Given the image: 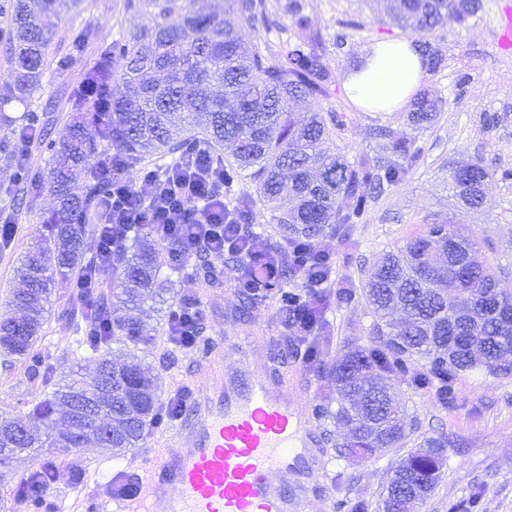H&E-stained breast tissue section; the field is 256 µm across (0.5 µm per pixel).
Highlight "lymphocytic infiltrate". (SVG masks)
Instances as JSON below:
<instances>
[{"mask_svg": "<svg viewBox=\"0 0 512 512\" xmlns=\"http://www.w3.org/2000/svg\"><path fill=\"white\" fill-rule=\"evenodd\" d=\"M223 185V171L203 157L159 175L147 172L136 185L122 178L113 180L112 194L97 221L98 266H108L111 261L116 225L152 224L160 239L176 235L184 256H191L196 246L216 254L234 251L241 254L244 265L260 259L267 272L277 271L281 253L236 223L233 209L224 201ZM134 195L148 199V207L140 211L129 208L127 200Z\"/></svg>", "mask_w": 512, "mask_h": 512, "instance_id": "obj_1", "label": "lymphocytic infiltrate"}]
</instances>
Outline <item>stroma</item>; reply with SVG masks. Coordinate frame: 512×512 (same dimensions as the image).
<instances>
[{
  "mask_svg": "<svg viewBox=\"0 0 512 512\" xmlns=\"http://www.w3.org/2000/svg\"><path fill=\"white\" fill-rule=\"evenodd\" d=\"M59 3L52 19L54 38L46 53L45 73L33 99L55 133L66 123L68 98L96 62L101 44L111 41L118 29H143L155 22L149 12L124 14L123 0H84L79 12L71 0ZM305 4L312 31L322 38L339 81L320 102L296 104V119H304L314 108L336 110L344 129L332 147L350 158L382 153L384 142L372 133L378 126L390 127L397 137H415L422 152L405 182L372 202L364 223L350 225L348 236L328 232L319 239L334 259L340 287L356 291L350 302L330 303L326 312L328 356L333 359L348 348L377 339V320L358 290L384 253L403 248L429 225L445 223L455 233L474 237L478 260L501 271L500 287L512 293V179L500 177L502 170H512V51L498 49L495 41L497 24L505 10H512V0H481L476 17L463 24L447 20L429 34L443 64L438 72L425 75L422 86L442 97L445 106L433 125L419 132L408 124L406 109L361 110L342 83L366 47L383 39L407 37V30L397 26L377 0H305ZM350 19L358 21V28H347ZM84 27L92 29L94 37L81 55L69 57L72 35ZM463 158L477 160L495 173L477 209L453 206L448 198V172ZM17 191L12 169L0 163V221L8 218L15 223L9 243L0 244V314L10 316L16 313L9 298L20 261L42 215L54 206L46 193L16 203ZM242 272L240 262L226 263L223 287L211 288L197 278L161 268L164 289L146 303L142 316L153 341L138 352L158 375L161 396L192 394L209 379L196 349L175 347L167 336L168 315L183 296L201 300L202 334L212 343L223 344L225 373L268 355L273 337L282 335L275 298L255 304L246 315L236 313L235 283ZM66 309L74 310L73 319L62 318ZM86 324L76 290L57 285L35 345L36 352L53 367L56 383L77 376L94 377L98 355L76 344L77 330ZM395 385L406 414L402 447L351 463L325 442L324 426L311 423L323 464L314 471L299 512H336L337 501L358 499L368 502L370 512H381L391 471L426 438L442 433L457 436L466 448L463 453L449 454L436 488L418 512H448L451 503L467 497L476 486L482 490L480 512H512V376L495 377L479 370L459 375L454 382V404L449 408L442 407L432 391L413 385L409 377L396 378ZM46 391V386L29 378L25 363L0 358V418H25L32 402L43 398ZM60 458L67 465L58 470L46 490L43 512H111L115 474L144 473L152 463L153 446L146 438L121 454L92 446L65 454L55 448L38 449L17 459L0 477V512H30L14 497L20 477Z\"/></svg>",
  "mask_w": 512,
  "mask_h": 512,
  "instance_id": "obj_1",
  "label": "stroma"
}]
</instances>
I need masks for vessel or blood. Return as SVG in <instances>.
Wrapping results in <instances>:
<instances>
[{"label": "vessel or blood", "mask_w": 512, "mask_h": 512, "mask_svg": "<svg viewBox=\"0 0 512 512\" xmlns=\"http://www.w3.org/2000/svg\"><path fill=\"white\" fill-rule=\"evenodd\" d=\"M204 363L209 383L184 405L140 494L113 495V512H294L300 467L315 462L304 405L281 380L238 394L215 358Z\"/></svg>", "instance_id": "obj_1"}]
</instances>
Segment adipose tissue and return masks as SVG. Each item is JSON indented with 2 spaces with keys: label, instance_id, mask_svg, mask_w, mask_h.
<instances>
[{
  "label": "adipose tissue",
  "instance_id": "adipose-tissue-1",
  "mask_svg": "<svg viewBox=\"0 0 512 512\" xmlns=\"http://www.w3.org/2000/svg\"><path fill=\"white\" fill-rule=\"evenodd\" d=\"M424 75L425 62L413 40H380L361 52L345 86L359 107L394 112L410 100Z\"/></svg>",
  "mask_w": 512,
  "mask_h": 512
}]
</instances>
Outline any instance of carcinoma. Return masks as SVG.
I'll list each match as a JSON object with an SVG mask.
<instances>
[{
	"label": "carcinoma",
	"instance_id": "carcinoma-1",
	"mask_svg": "<svg viewBox=\"0 0 512 512\" xmlns=\"http://www.w3.org/2000/svg\"><path fill=\"white\" fill-rule=\"evenodd\" d=\"M225 14L201 15L193 0H125V12L151 10L153 28L130 36L118 34L103 47L98 62L87 69L70 98V120L54 137L32 109L51 31L43 23L54 0H13L11 37L6 47L10 72L0 86V105L24 106L22 122L0 112V123L14 135L34 134L48 153L44 176L24 164L22 140L3 147V161L14 167L15 182L30 192H48L56 201L42 217L41 230L25 253L19 285L9 303L22 316L0 318V352L28 363L32 377L48 385L52 368L35 344L44 324L45 306L53 288L95 268L87 260L86 225L99 216L111 194L112 175L123 174L152 155L178 154L187 161L203 146L213 162L224 167V188L241 174L254 187L259 203L279 212L287 198L293 206L274 216L286 243L316 240L330 229L347 236L348 226L362 223L371 201L387 187L404 182L418 161L414 141L395 139L385 127L375 135L388 141V152L349 160L330 147L343 126L333 110H313L303 123L292 115L301 98L328 96L336 73L327 63L318 36L311 33L303 0H285L281 11L268 0H225ZM480 9V0H387L390 17L403 29L430 34L453 16L464 23ZM287 14L296 39L275 53L267 41L244 45L238 29L266 33L281 30L279 13ZM181 17L173 26L169 19ZM124 85L112 96V78ZM445 102L425 90L415 97L408 121L425 129ZM492 172L476 161L453 166L449 190L460 203L478 208ZM133 240L128 251L126 242ZM475 242L458 236L445 224H433L422 236L386 255L362 286V295L385 321L380 344L349 349L322 369L323 397L314 406L316 419L345 430L336 442L339 456L358 462L405 439V424L396 401L392 376L411 374L419 387H434L440 402L454 401L453 382L462 372L484 369L512 376V296L498 290L496 273L472 258ZM165 247L151 224L139 225L112 250L113 288L109 299L93 295L108 311L107 320L88 328L80 345L101 353L97 374L89 381L71 379L35 404L29 422L0 420V472L14 458L49 445L64 452L93 442L99 448L123 451L136 447L146 428L160 424L166 412L158 403L159 377L131 352L124 362L107 358L101 349L113 339L130 348L150 341L145 324L123 313L140 309L156 295L160 255ZM192 275L210 285L221 284L208 251L194 254ZM292 272L270 277L256 267L240 289L252 305L274 293L277 319L293 335L281 337L270 357L271 373L281 374L288 358L310 365L321 362L325 338L299 335L322 327L324 309L314 294L282 288ZM426 360L410 372L415 358ZM336 407H331V403ZM50 421L54 437L45 442L31 423ZM454 436L430 438L409 452L391 475L382 512H414L438 484L448 449L460 448ZM45 477L17 487L15 496L35 509L42 503Z\"/></svg>",
	"mask_w": 512,
	"mask_h": 512
}]
</instances>
